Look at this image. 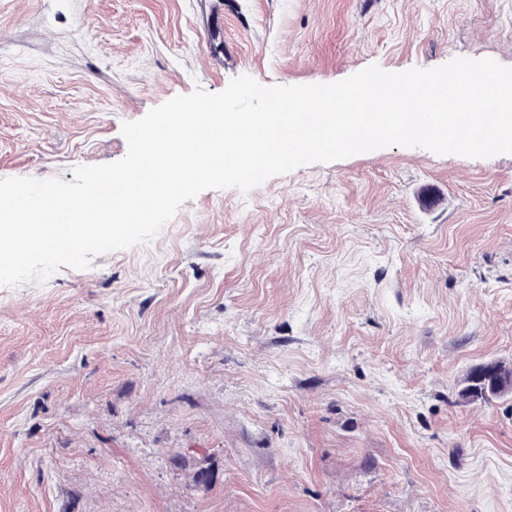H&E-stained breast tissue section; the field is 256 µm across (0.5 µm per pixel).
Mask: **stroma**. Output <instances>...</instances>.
<instances>
[{
	"label": "stroma",
	"instance_id": "obj_1",
	"mask_svg": "<svg viewBox=\"0 0 512 512\" xmlns=\"http://www.w3.org/2000/svg\"><path fill=\"white\" fill-rule=\"evenodd\" d=\"M512 67V0H0V179L242 74ZM512 155L389 146L206 190L0 286V512H512ZM470 375L471 372L466 382L470 381ZM469 383L470 386L464 393L469 397L474 393H480L483 389L512 394V369L499 364H488L483 369L477 370Z\"/></svg>",
	"mask_w": 512,
	"mask_h": 512
}]
</instances>
